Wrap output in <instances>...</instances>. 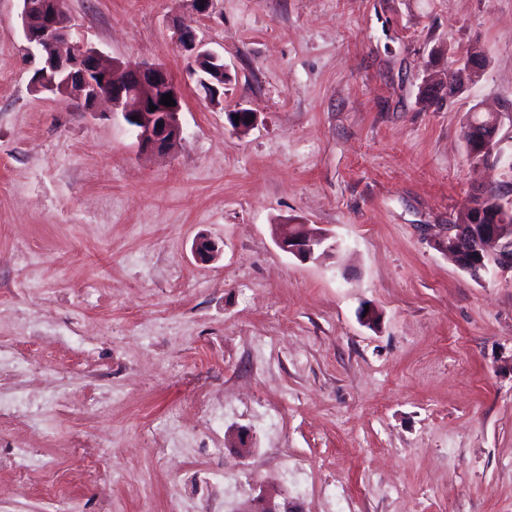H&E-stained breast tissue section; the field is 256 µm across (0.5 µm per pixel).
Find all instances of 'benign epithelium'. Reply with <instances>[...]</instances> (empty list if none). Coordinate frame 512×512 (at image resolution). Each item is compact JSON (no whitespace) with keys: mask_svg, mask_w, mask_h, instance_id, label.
I'll return each instance as SVG.
<instances>
[{"mask_svg":"<svg viewBox=\"0 0 512 512\" xmlns=\"http://www.w3.org/2000/svg\"><path fill=\"white\" fill-rule=\"evenodd\" d=\"M22 31L28 44L30 57L38 61L32 85L37 91H46L62 98L80 101L90 110L102 98L112 103V109L121 111L135 133L139 146L147 151L172 148L183 138L184 130L179 119L182 96L165 68L156 64H134L124 74L116 76L112 66L102 62L99 53L69 39L68 16L65 0H22ZM178 41L190 60V74L197 84L204 85L206 98L215 101L224 97L222 79L227 74L224 58L205 48L190 28L178 31ZM216 65L221 83L200 72V62ZM480 73L478 56L469 55L459 66L449 72L448 96L460 92L464 84ZM169 94L175 105L161 104ZM157 106L153 110L150 105ZM239 121H234V116ZM137 120H132V117ZM227 119L237 131L249 130L257 120V113L239 109L227 113ZM470 158L482 161L495 153L499 145V122L490 113L485 118H475L468 123ZM470 218L462 224L448 225V234L442 236L437 246L452 256L458 265L471 276L478 278L489 267L512 270V203L503 197L493 198L486 191L476 193L467 208ZM276 242L281 250L301 260L326 256L337 245L328 243L329 234L309 224L284 222L277 225ZM194 257L201 262L217 258L215 244L204 236L197 237L192 245ZM232 447L240 458L251 455L249 435L238 430L230 433ZM262 508L258 512H293L288 500L280 503L262 495Z\"/></svg>","mask_w":512,"mask_h":512,"instance_id":"7a95c632","label":"benign epithelium"}]
</instances>
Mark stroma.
I'll use <instances>...</instances> for the list:
<instances>
[{
    "mask_svg": "<svg viewBox=\"0 0 512 512\" xmlns=\"http://www.w3.org/2000/svg\"><path fill=\"white\" fill-rule=\"evenodd\" d=\"M21 0H0V512H512V272L436 242L474 192L512 195V0H66L117 68H166L183 139L143 153L122 113L34 91ZM220 51L204 100L176 40ZM484 67L456 96L448 71ZM259 115L245 132L229 112ZM499 113L476 165L464 130ZM340 244L282 251L277 224ZM200 235L220 256L191 253ZM378 317L363 320L365 310ZM248 428L255 451L227 442ZM167 448L157 456V448ZM109 449L112 480L81 479ZM302 463L295 488L282 471Z\"/></svg>",
    "mask_w": 512,
    "mask_h": 512,
    "instance_id": "stroma-1",
    "label": "stroma"
}]
</instances>
